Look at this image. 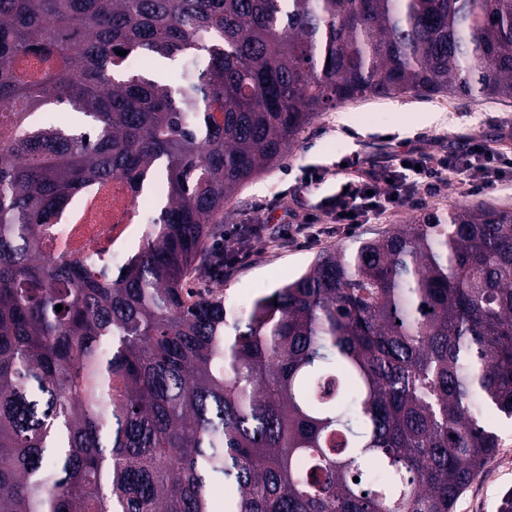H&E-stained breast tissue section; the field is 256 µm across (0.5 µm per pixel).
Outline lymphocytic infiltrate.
<instances>
[{"instance_id":"lymphocytic-infiltrate-1","label":"lymphocytic infiltrate","mask_w":512,"mask_h":512,"mask_svg":"<svg viewBox=\"0 0 512 512\" xmlns=\"http://www.w3.org/2000/svg\"><path fill=\"white\" fill-rule=\"evenodd\" d=\"M444 169L466 174L471 189H485L512 174V155L472 141L438 159L410 148L400 154L398 162L361 170L345 191L322 198L315 208L337 228L350 232L370 214L403 205Z\"/></svg>"}]
</instances>
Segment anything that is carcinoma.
<instances>
[{"instance_id":"carcinoma-1","label":"carcinoma","mask_w":512,"mask_h":512,"mask_svg":"<svg viewBox=\"0 0 512 512\" xmlns=\"http://www.w3.org/2000/svg\"><path fill=\"white\" fill-rule=\"evenodd\" d=\"M406 93L511 101L512 0H0V512H453L512 419L511 211L424 212L246 308L185 288L316 117ZM161 170L119 272L41 256L83 188Z\"/></svg>"}]
</instances>
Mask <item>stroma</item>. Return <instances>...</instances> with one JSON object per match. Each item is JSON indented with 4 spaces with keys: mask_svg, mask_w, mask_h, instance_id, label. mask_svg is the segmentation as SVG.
Segmentation results:
<instances>
[{
    "mask_svg": "<svg viewBox=\"0 0 512 512\" xmlns=\"http://www.w3.org/2000/svg\"><path fill=\"white\" fill-rule=\"evenodd\" d=\"M507 125L512 126V103L413 94L356 100L323 113L301 134L290 155L243 185L227 207L224 232L240 238L254 225L264 227L251 241L249 258L224 277H195L189 288L219 291L226 303L244 307L301 275L326 250L396 230L423 210L448 205L512 210V180L495 190L477 192L468 189L463 174L444 171L431 188L395 210L369 216L351 233L334 232L318 239L278 235L286 224L302 223L307 205L325 195L328 186L347 179L340 165L349 158L359 157L366 166L406 146L440 156L458 150L469 139L512 149V139L501 138ZM312 169L323 174L322 187L300 191L304 172ZM494 429L499 447L459 496L453 512H505L512 500V421L496 418Z\"/></svg>",
    "mask_w": 512,
    "mask_h": 512,
    "instance_id": "stroma-1",
    "label": "stroma"
}]
</instances>
